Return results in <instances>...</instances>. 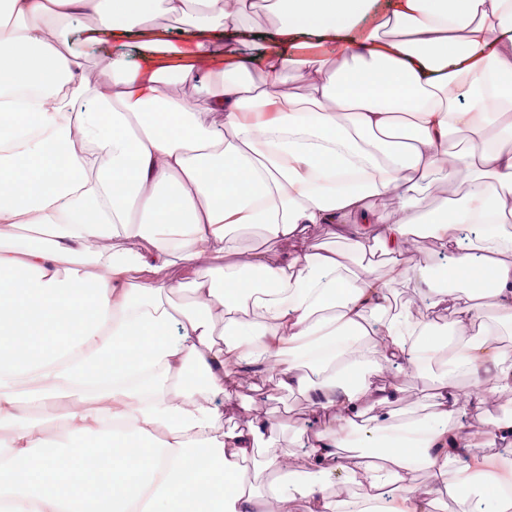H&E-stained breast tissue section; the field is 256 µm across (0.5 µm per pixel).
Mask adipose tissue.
I'll return each mask as SVG.
<instances>
[{
  "label": "adipose tissue",
  "instance_id": "obj_1",
  "mask_svg": "<svg viewBox=\"0 0 512 512\" xmlns=\"http://www.w3.org/2000/svg\"><path fill=\"white\" fill-rule=\"evenodd\" d=\"M163 3L204 32L248 0H0V223L19 229L0 234V429L10 433L0 512H289L297 500L307 512H435L442 494L456 512H505L504 482L476 451L512 447V420L491 436L455 421L480 416L489 389L512 388V351L461 339L457 362L488 384L463 397L442 381L426 415L397 423V388L355 371L413 366L448 343L428 311L392 305L395 284L427 294L430 308L459 305L458 328L484 306L512 324V262L497 256L512 219V124L492 143L448 150L451 136L512 109V0H390L400 29L390 41L352 35L372 0H274L286 21L281 50L262 60L266 84L242 80L247 65L229 46L224 70L197 67L218 54L197 41L180 47L189 62L178 68L113 55L112 87L90 89L62 38L66 20L97 15L84 35L93 46L131 37ZM307 34L340 46L343 64L328 72L297 54ZM286 70L316 78L312 98L279 89ZM176 81L204 90L222 125L173 94ZM435 168L469 185L429 221L449 253L444 294L426 267L398 263L417 222L408 208ZM394 194L407 208L397 218L384 208ZM349 221L358 249L392 261L390 280L307 247L311 226L341 232ZM249 225L287 243V257L214 273L208 259L232 252L233 230ZM119 236L133 246L95 251ZM175 256L189 307L165 302L155 278ZM145 364L162 367L175 396L145 404L139 388L101 380ZM308 365L319 379L299 374ZM266 366L331 423L306 437L310 471L299 478L288 452L261 455L273 432L262 411L239 429L221 423L231 375ZM68 397L80 403L52 440L20 412ZM346 448L378 457L348 465L352 501L323 482ZM411 467L430 473L433 495L405 486Z\"/></svg>",
  "mask_w": 512,
  "mask_h": 512
}]
</instances>
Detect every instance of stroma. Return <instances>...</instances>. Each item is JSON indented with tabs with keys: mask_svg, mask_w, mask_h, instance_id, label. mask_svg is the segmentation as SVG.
Wrapping results in <instances>:
<instances>
[{
	"mask_svg": "<svg viewBox=\"0 0 512 512\" xmlns=\"http://www.w3.org/2000/svg\"><path fill=\"white\" fill-rule=\"evenodd\" d=\"M253 3V8L218 21L215 27L222 43L232 45L238 56L256 60L266 52L275 50L274 33L281 26L282 18L269 8L266 0H253ZM95 24L94 15H79L67 35L71 48L82 55V76L92 88L111 83L112 73L104 60L116 48L112 42L93 48L81 44V29L94 27ZM193 37V30L178 15L163 12L150 23L142 25L140 35L131 40L126 51L135 58L143 47L148 46L153 55L165 58L169 55V44H178ZM257 251L266 252L269 259L276 261L286 253L287 247L268 240L259 227H243L236 232L235 251L212 258L210 264L216 269L239 267ZM445 375L455 379L464 395L470 392L475 382L466 370L449 366L443 357L423 363L417 368H386L378 372L375 379L378 383L400 388L401 394L395 403V416L401 419L428 413L438 381ZM220 403L224 412L223 425L228 429L245 425L255 410H262L275 426L276 449L289 451L295 470H306L307 458L301 433L305 430H320L322 423L311 413L304 394L281 390L276 376L263 372L237 377L227 396L221 397Z\"/></svg>",
	"mask_w": 512,
	"mask_h": 512,
	"instance_id": "1",
	"label": "stroma"
}]
</instances>
